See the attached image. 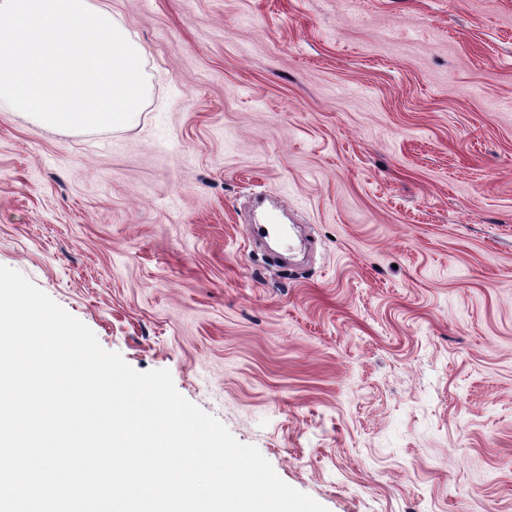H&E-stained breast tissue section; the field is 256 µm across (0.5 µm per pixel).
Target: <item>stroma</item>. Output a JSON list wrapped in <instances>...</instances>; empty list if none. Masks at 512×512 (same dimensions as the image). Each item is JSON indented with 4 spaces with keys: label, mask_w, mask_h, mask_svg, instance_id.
<instances>
[{
    "label": "stroma",
    "mask_w": 512,
    "mask_h": 512,
    "mask_svg": "<svg viewBox=\"0 0 512 512\" xmlns=\"http://www.w3.org/2000/svg\"><path fill=\"white\" fill-rule=\"evenodd\" d=\"M105 2L148 95L0 112V265L327 512H512V0Z\"/></svg>",
    "instance_id": "obj_1"
}]
</instances>
